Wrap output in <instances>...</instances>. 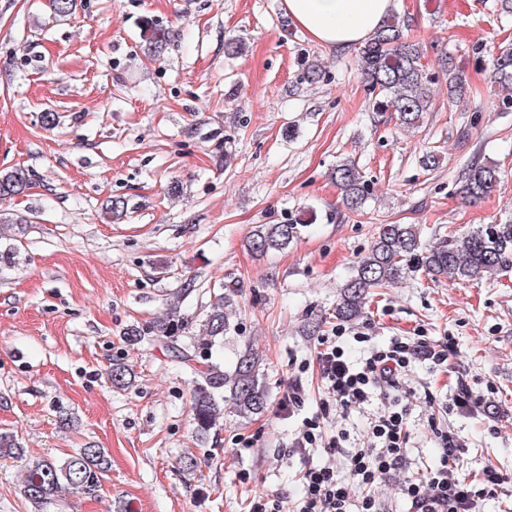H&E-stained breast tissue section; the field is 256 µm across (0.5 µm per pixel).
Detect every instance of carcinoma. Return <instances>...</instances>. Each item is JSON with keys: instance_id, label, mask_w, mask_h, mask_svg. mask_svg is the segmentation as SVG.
<instances>
[{"instance_id": "1", "label": "carcinoma", "mask_w": 512, "mask_h": 512, "mask_svg": "<svg viewBox=\"0 0 512 512\" xmlns=\"http://www.w3.org/2000/svg\"><path fill=\"white\" fill-rule=\"evenodd\" d=\"M405 21L396 15L383 20L380 28L361 47V70L375 94L373 109L391 110L407 128H416L423 114L432 107V85L444 78L448 97L461 98L468 93L462 76L452 67L441 66L440 72L429 74L422 64L423 53L418 44L404 37ZM169 42V32L148 28L147 50L161 55ZM491 80L498 87L512 89V48L499 52L494 59ZM342 203L351 212L362 211L365 202L363 176L349 159L340 161L330 173ZM499 171L493 164H473L462 175L459 194L470 203L488 197L496 190ZM29 188L28 174L21 168L0 172V199L11 198ZM300 233L297 224H260L250 235L249 248L260 254L280 252ZM512 265V223L488 224L462 234H449L437 245L423 246L420 228L414 224H381L377 227L371 250L361 258L354 274L343 286L336 304V320L348 321L360 316L370 290L393 285L412 270L419 269L434 279L448 276L462 280H481ZM232 306L230 295L213 294L202 324L199 344L208 356L221 351L224 333L229 328L226 312ZM183 329L177 308L170 309L166 319L155 327L157 336L168 338ZM198 358L196 346L177 350L175 361L192 369L195 383L192 416L197 433L204 437L224 414V402L231 403L241 416L259 414L268 405V392L260 377L258 355L250 350L239 354L234 365L221 369L216 363L201 368L192 366ZM17 438L0 432V456L21 453ZM111 468V460L103 448L88 446L63 458L41 457L27 463L21 484L22 495L35 512H50L59 493L69 491L95 497L102 480Z\"/></svg>"}]
</instances>
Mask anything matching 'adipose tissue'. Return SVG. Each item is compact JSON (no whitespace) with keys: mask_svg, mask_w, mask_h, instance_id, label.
I'll return each instance as SVG.
<instances>
[{"mask_svg":"<svg viewBox=\"0 0 512 512\" xmlns=\"http://www.w3.org/2000/svg\"><path fill=\"white\" fill-rule=\"evenodd\" d=\"M290 20L314 41L337 50L366 41L394 0H283Z\"/></svg>","mask_w":512,"mask_h":512,"instance_id":"adipose-tissue-1","label":"adipose tissue"}]
</instances>
